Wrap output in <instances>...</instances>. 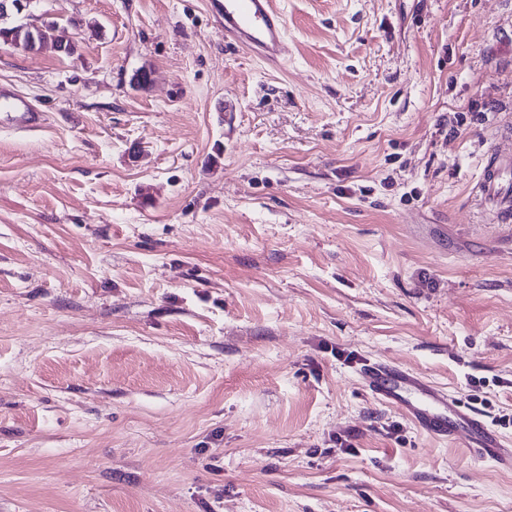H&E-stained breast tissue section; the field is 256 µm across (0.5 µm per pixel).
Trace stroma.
Returning a JSON list of instances; mask_svg holds the SVG:
<instances>
[{
  "mask_svg": "<svg viewBox=\"0 0 512 512\" xmlns=\"http://www.w3.org/2000/svg\"><path fill=\"white\" fill-rule=\"evenodd\" d=\"M280 65L203 0H33L0 44V512H512L382 360L512 446V0H275ZM149 86H134L140 70ZM30 4V0L0 1V17L4 19H0V43H9L13 47L21 48L25 51L50 49L56 52L73 53L76 45L72 41L66 42V51H61V49H65V45L63 47L60 46L63 40H50L43 33H41L35 48L29 46L25 33L22 31L27 26V23L13 25L9 22L11 18L8 17L14 14H21L30 7ZM2 98L12 100L11 103L6 105V108H8L10 112H13L12 119L15 122L24 124L31 128H37L41 126L42 121L44 120V116L41 112H37L22 99L8 96H2ZM508 159L498 152H490L487 167L479 183V191L496 212L497 218L502 222H510L512 215V200L500 184V176L506 166ZM360 373L374 397L403 413L420 432L448 442L464 434L471 454L512 470V448L476 410L424 377L384 361L368 360Z\"/></svg>",
  "mask_w": 512,
  "mask_h": 512,
  "instance_id": "1",
  "label": "stroma"
}]
</instances>
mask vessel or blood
Wrapping results in <instances>:
<instances>
[{"label":"vessel or blood","mask_w":512,"mask_h":512,"mask_svg":"<svg viewBox=\"0 0 512 512\" xmlns=\"http://www.w3.org/2000/svg\"><path fill=\"white\" fill-rule=\"evenodd\" d=\"M209 6L224 31L239 39L245 48L268 62L280 61L286 22L282 13L274 9L272 0H209ZM8 108L15 122L32 128L40 127L44 119L42 113L18 98ZM507 164V158L500 153H490L479 183L485 202L504 222L512 220V196L500 184ZM360 373L374 397L403 413L420 432L449 442L465 438L471 454L512 470V448L476 410L424 377L384 361H366Z\"/></svg>","instance_id":"obj_1"}]
</instances>
